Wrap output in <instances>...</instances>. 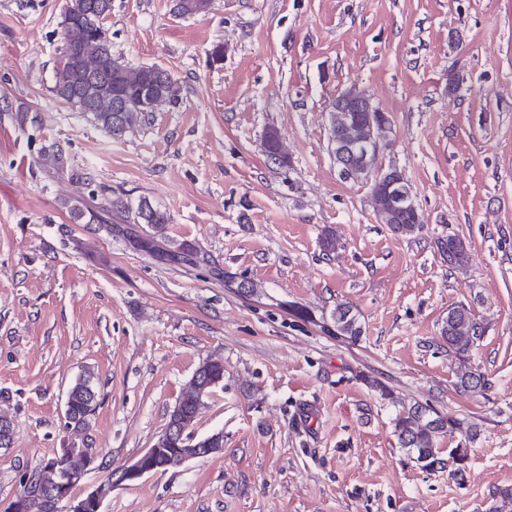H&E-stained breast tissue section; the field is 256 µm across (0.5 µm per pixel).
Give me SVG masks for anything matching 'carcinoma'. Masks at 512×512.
<instances>
[{
	"instance_id": "cac0c4a2",
	"label": "carcinoma",
	"mask_w": 512,
	"mask_h": 512,
	"mask_svg": "<svg viewBox=\"0 0 512 512\" xmlns=\"http://www.w3.org/2000/svg\"><path fill=\"white\" fill-rule=\"evenodd\" d=\"M210 8V0H177V11L181 15H196ZM112 10V0H71L61 22V36L64 43L62 65L55 75L53 92L61 102L75 106L84 115L115 139L126 135L133 127L148 118L155 111L142 97L143 90L153 91L158 105H172L178 101L179 87L171 75L161 76L162 68L150 65L132 67L112 54V41L104 20ZM330 143L332 152L343 147L342 135L347 131L345 113H329ZM42 164L58 174L70 173L73 180L92 186L91 173L69 171L67 158L55 146L43 149ZM130 212L135 214L137 223L145 224L149 231L134 238L136 249L161 262H175L192 267L209 266V260L192 243L169 241L160 245L165 238L170 214L141 200L132 206L128 200L115 197L109 201L107 213ZM388 230L397 237H410L422 229L423 222L417 220L414 211H402L386 215ZM441 253L448 258V264L464 268L469 264L470 254L465 242L454 235H448L437 242ZM329 334L357 341L362 335L358 317L352 308L340 303L330 316V322L323 325ZM486 327L478 322L470 308L460 304L448 310L440 328L441 339L448 343V351L458 360L456 387L462 393H480L487 389L488 380L465 363V356L485 335ZM224 380V365L218 361L202 362L186 384L180 399L170 412L164 432L155 444L160 453L155 459V471L168 469L167 454L174 448L185 447V440H192L195 448H210L217 454L224 448V435L212 433L195 436L194 425L200 405L199 394L205 382L219 384ZM68 425L77 429L88 424L98 406V392L94 374L87 370L79 375L68 389ZM464 422L439 412L429 405L413 403L402 406L393 419L394 435L400 448L415 459L424 470H434L455 464L454 474L465 469L468 448L460 445L448 449V458L441 457L437 448L439 439L462 429ZM97 449L88 447L82 452L61 455L58 466L41 464L29 471L33 478L45 487H52L65 471L87 473L99 467Z\"/></svg>"
}]
</instances>
